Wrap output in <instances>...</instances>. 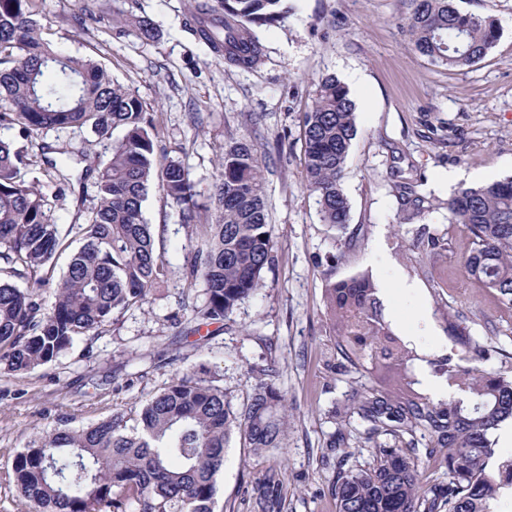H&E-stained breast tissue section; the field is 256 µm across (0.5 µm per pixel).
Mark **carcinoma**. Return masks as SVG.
Masks as SVG:
<instances>
[{
  "label": "carcinoma",
  "instance_id": "carcinoma-1",
  "mask_svg": "<svg viewBox=\"0 0 512 512\" xmlns=\"http://www.w3.org/2000/svg\"><path fill=\"white\" fill-rule=\"evenodd\" d=\"M30 0H0V128L19 127L24 139L49 130L87 129L105 142L97 163L98 204L83 224L52 222L36 181L25 173L28 150L0 139V272L25 279L21 289L0 279V366L26 372L55 361L79 336L99 335L112 316L145 302L169 273L142 218L149 188L157 183L179 210L182 225L200 228L201 243L188 250L183 276L204 282L206 301L197 317L217 324L262 286L274 262L261 157L240 139L225 148L216 166L212 207L200 209L188 171L177 159L155 158V118L136 95L114 83L96 62L64 56L43 42L31 18ZM285 0H220L224 17L211 25L206 0L196 3V33L224 55V63L257 68L263 48L251 27L284 21ZM404 27L415 50L448 69L481 61L500 29L490 17L461 11L456 0H410ZM116 24L155 36L146 17ZM356 106L347 87L328 76L304 117L307 187L318 197L322 221L343 228L349 201L341 180L357 129ZM463 224L473 248L464 259L469 276L503 297H512V179L457 191L446 202ZM82 240L56 283L54 306L44 308L36 289L54 277L68 238ZM343 320L337 351L353 364L364 360L407 366L410 354L393 337L378 310L376 285L364 271L328 285ZM458 360L442 372L453 389L433 404L411 388L396 393L356 389L345 418L357 417L373 444V460L336 475L337 512H488L502 481L512 484V456H496L490 439L512 418V378L480 368L485 347L453 323ZM254 393L233 410L224 390L195 373L175 376L140 413L128 432L123 419L81 429H56L20 452L12 475L28 512H122L134 500L139 512H213L216 477L225 448L238 433L261 453L279 447L286 428V399L269 369L256 368ZM428 438V458L448 470V484L424 488L419 459L381 440L403 433ZM498 457V477L487 464ZM283 481L269 474L254 489L255 512H281Z\"/></svg>",
  "mask_w": 512,
  "mask_h": 512
}]
</instances>
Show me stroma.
<instances>
[{"instance_id": "1", "label": "stroma", "mask_w": 512, "mask_h": 512, "mask_svg": "<svg viewBox=\"0 0 512 512\" xmlns=\"http://www.w3.org/2000/svg\"><path fill=\"white\" fill-rule=\"evenodd\" d=\"M284 22L255 27L264 60L254 70L227 66L194 32L195 0H32L52 48L101 65L153 112L158 160H180L199 201L212 194L215 162L245 138L262 155L274 265L262 287L221 324L199 325L203 282L180 268L187 231L178 210L151 187L142 215L170 274L145 303L115 314L107 331L75 341L56 361L22 373L0 370V512H26L12 476L15 456L54 428L85 427L140 410L173 376L208 368L234 408L251 398L252 369L275 365L288 402L280 447L255 455L240 436L225 451L215 512H254L252 489L271 472L284 477L282 512H336L333 484L341 459L366 464L372 450L341 418L352 390L417 392L444 401L448 359L462 353L451 323L490 350L481 366L512 374V300L483 288L462 261L472 248L445 206L456 191L512 176V0H458L460 10L495 19L500 37L470 67L446 69L420 56L399 24L408 0H286ZM149 17L154 39L117 34L112 17ZM338 78L356 110L357 136L342 188L347 227L321 219L306 186L302 117L321 78ZM66 150L62 175L46 176L42 143ZM28 151L59 224L83 223L96 203L89 167L104 152L73 129L48 131ZM455 180H448V173ZM411 184L422 210L403 205ZM430 238L447 240L433 253ZM369 271L382 319L413 355L397 365L354 369L336 350L339 315L326 285ZM347 441L333 448L337 433Z\"/></svg>"}]
</instances>
